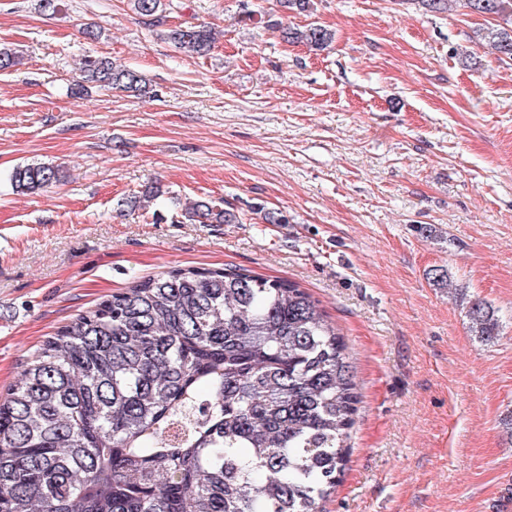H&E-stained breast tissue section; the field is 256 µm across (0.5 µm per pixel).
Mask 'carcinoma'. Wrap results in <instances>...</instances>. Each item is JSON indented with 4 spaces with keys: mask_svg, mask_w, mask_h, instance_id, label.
<instances>
[{
    "mask_svg": "<svg viewBox=\"0 0 512 512\" xmlns=\"http://www.w3.org/2000/svg\"><path fill=\"white\" fill-rule=\"evenodd\" d=\"M460 4L512 23V0H423L431 12ZM148 24L169 0H129ZM282 39L313 50L334 38L311 22L281 26ZM168 39L191 55L215 44L208 25L177 26ZM512 60V27L492 32ZM0 44V70L19 64ZM71 92L107 86L149 90L127 65L88 56ZM26 162L12 172L22 193L61 179ZM165 194L126 199L132 211ZM189 216L240 224L208 201ZM471 328L499 334L496 311L468 309ZM360 393L339 329L298 284L230 268L173 267L124 290L45 338L0 397V512H323L350 452Z\"/></svg>",
    "mask_w": 512,
    "mask_h": 512,
    "instance_id": "carcinoma-1",
    "label": "carcinoma"
}]
</instances>
